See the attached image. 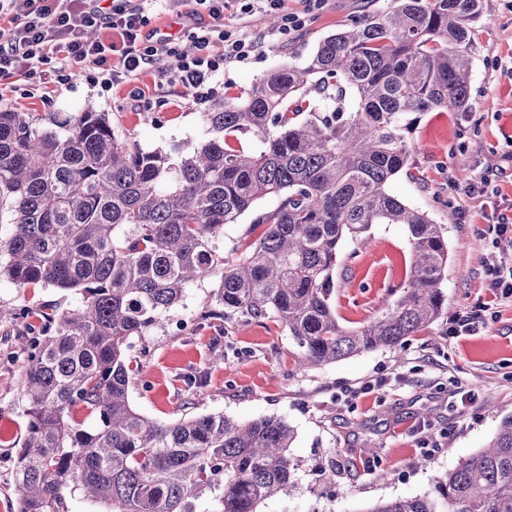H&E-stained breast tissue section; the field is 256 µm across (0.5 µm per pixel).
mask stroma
<instances>
[{
  "label": "stroma",
  "mask_w": 512,
  "mask_h": 512,
  "mask_svg": "<svg viewBox=\"0 0 512 512\" xmlns=\"http://www.w3.org/2000/svg\"><path fill=\"white\" fill-rule=\"evenodd\" d=\"M384 0H326L301 30L279 33L267 13L225 12V25L257 37L259 48L224 67V92L243 95L270 70L302 63L318 40ZM467 112L421 115L411 136V174L392 191L440 224L448 237V313L401 347L380 348L305 371L299 348L274 318L249 323L214 311L216 282L190 283L170 310L188 322L134 338L130 401L146 418L168 422L222 413L241 421L284 419L294 433L292 495L269 500L261 512H362L380 499L432 491L434 480L486 447L512 415V300L493 298L486 265L499 251L486 229L494 212L512 216V0H484L473 31ZM90 68L64 84L38 88L15 77L0 83V105L23 112H80L87 105L112 115L119 134L142 149L193 146L207 136L202 110L157 71L105 91ZM161 98L147 113L132 89ZM334 303L340 324L366 325L396 302L409 276L405 228L376 224L366 248L341 247ZM488 301L492 320L471 336L448 334L449 318ZM79 297L52 287L20 288L0 279V424L25 428L24 357L20 351L36 315ZM224 351L212 357L213 348ZM370 392H363L364 384ZM377 461L366 471L365 462Z\"/></svg>",
  "instance_id": "35a3bbf8"
}]
</instances>
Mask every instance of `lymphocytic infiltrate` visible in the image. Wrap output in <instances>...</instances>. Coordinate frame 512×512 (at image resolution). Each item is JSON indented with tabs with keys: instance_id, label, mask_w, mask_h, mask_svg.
<instances>
[{
	"instance_id": "f902f5d3",
	"label": "lymphocytic infiltrate",
	"mask_w": 512,
	"mask_h": 512,
	"mask_svg": "<svg viewBox=\"0 0 512 512\" xmlns=\"http://www.w3.org/2000/svg\"><path fill=\"white\" fill-rule=\"evenodd\" d=\"M169 0H0V16H7V36L0 40V81L22 75L67 82L76 70L96 69L102 87L122 83L136 73L155 68L165 59L176 61L171 76L195 103L215 100L225 63L246 60L258 40L224 27V12L235 8L248 14L262 10L276 15L279 28L288 33L302 29L305 16L289 11L287 0H194L188 13L194 20L207 12L212 23L195 22L188 32L195 49L183 52L177 43L154 38L147 26L149 11L167 6ZM105 30V37L87 39L89 30ZM495 242L506 252L488 269L493 293L512 296V220L491 225Z\"/></svg>"
}]
</instances>
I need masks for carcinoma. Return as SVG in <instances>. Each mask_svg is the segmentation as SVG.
Wrapping results in <instances>:
<instances>
[{"label":"carcinoma","instance_id":"cac0c4a2","mask_svg":"<svg viewBox=\"0 0 512 512\" xmlns=\"http://www.w3.org/2000/svg\"><path fill=\"white\" fill-rule=\"evenodd\" d=\"M484 0H387L274 69L241 98L203 113L208 137L146 151L112 114L0 110V277L52 286L77 306L39 317L23 373L27 434L15 462L17 512H69L66 493L106 512H260L292 491L294 430L222 413L151 421L131 405L132 338L161 325L193 281L218 279L224 316L277 318L300 353L295 370L395 349L448 306L445 229L391 189L424 112H466L471 33ZM317 92L336 108L315 109ZM251 133L262 146H235ZM267 196L252 248L212 247ZM375 224L407 229L410 275L394 306L342 327L334 273L349 239ZM359 512H512V416L487 448L423 496Z\"/></svg>","mask_w":512,"mask_h":512}]
</instances>
